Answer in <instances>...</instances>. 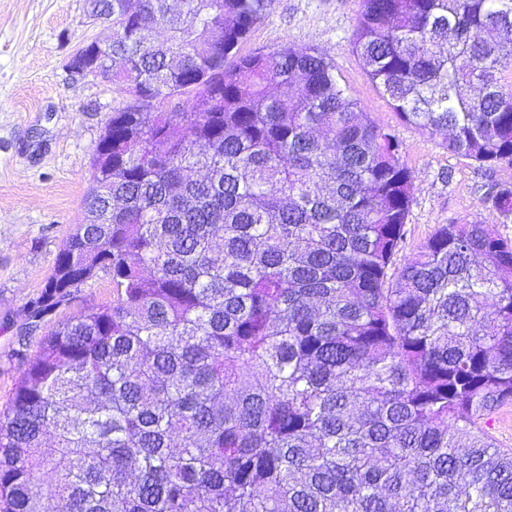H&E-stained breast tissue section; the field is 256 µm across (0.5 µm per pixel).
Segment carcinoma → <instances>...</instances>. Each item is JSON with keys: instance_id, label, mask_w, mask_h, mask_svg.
<instances>
[{"instance_id": "obj_1", "label": "carcinoma", "mask_w": 512, "mask_h": 512, "mask_svg": "<svg viewBox=\"0 0 512 512\" xmlns=\"http://www.w3.org/2000/svg\"><path fill=\"white\" fill-rule=\"evenodd\" d=\"M125 94L27 317L103 273L0 411L3 512H512V185L398 261L412 171L314 48L239 53L269 0H100ZM512 0H360L399 119L512 167ZM194 94L188 110L160 109ZM484 428L498 448H512V405L500 408Z\"/></svg>"}]
</instances>
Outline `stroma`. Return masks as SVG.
<instances>
[{
  "instance_id": "1",
  "label": "stroma",
  "mask_w": 512,
  "mask_h": 512,
  "mask_svg": "<svg viewBox=\"0 0 512 512\" xmlns=\"http://www.w3.org/2000/svg\"><path fill=\"white\" fill-rule=\"evenodd\" d=\"M358 11L359 0H270L242 50L317 49L366 112L392 129L415 185L405 257L439 225L490 220L486 186L512 184V167L487 173L449 154L441 136L398 120L352 52ZM107 35L90 20L87 0H0V410L20 379L21 355L34 354L52 329L28 328L27 305L84 219L96 147L122 99L112 82L68 68L81 45Z\"/></svg>"
}]
</instances>
